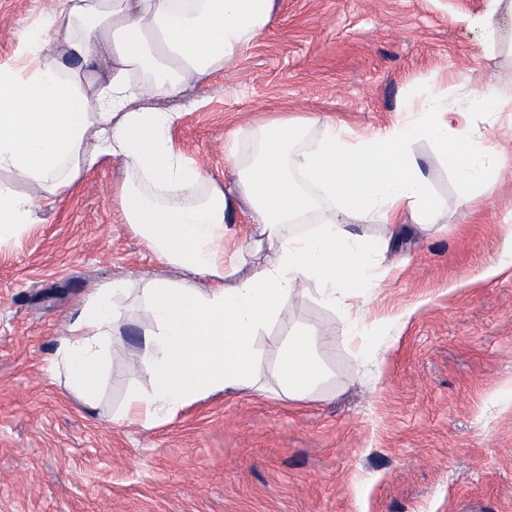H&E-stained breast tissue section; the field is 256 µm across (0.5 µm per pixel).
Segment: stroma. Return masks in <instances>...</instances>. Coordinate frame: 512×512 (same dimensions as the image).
I'll list each match as a JSON object with an SVG mask.
<instances>
[{"instance_id":"obj_1","label":"stroma","mask_w":512,"mask_h":512,"mask_svg":"<svg viewBox=\"0 0 512 512\" xmlns=\"http://www.w3.org/2000/svg\"><path fill=\"white\" fill-rule=\"evenodd\" d=\"M51 0H0V65ZM512 83V17L495 0H277L272 25L210 81L185 89L176 146L223 180L237 127L274 113L388 126L413 90L464 76ZM449 205L448 230H403L371 317L407 315L377 365L360 367L340 317L313 297L263 331L268 361L289 327L332 336L323 397L211 395L150 427L112 422L149 390L140 340L151 321L125 302L97 409L48 373L70 318L100 284L176 277L124 222L119 166L82 174L64 199L0 248V512H512V272L496 263L512 216V154L479 207L453 205L455 177L416 147Z\"/></svg>"}]
</instances>
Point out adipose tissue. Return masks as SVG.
<instances>
[{
  "instance_id": "1",
  "label": "adipose tissue",
  "mask_w": 512,
  "mask_h": 512,
  "mask_svg": "<svg viewBox=\"0 0 512 512\" xmlns=\"http://www.w3.org/2000/svg\"><path fill=\"white\" fill-rule=\"evenodd\" d=\"M274 8L275 0H54L22 38L16 63L0 65V247L35 224L41 203L111 159L123 170L115 200L127 223L183 272L148 279L139 292L153 323L143 339L151 389L131 391L115 421L150 426L266 376L289 399L319 395L325 337L289 330L269 372L255 338L308 285L341 313L359 363L392 346L399 320L367 321L353 302L379 286L402 230H445L444 204L413 144L435 146L455 176L458 209H476L499 176L506 147L480 139L469 116L512 112V85L487 76L465 81L461 101L434 90L409 96L397 121L365 136L331 119L261 118L234 131L225 149L231 177L217 183L176 149L179 113L139 101L222 71L271 26ZM240 216L248 231L226 246ZM128 293L122 280L97 288L51 360V372L92 408Z\"/></svg>"
}]
</instances>
